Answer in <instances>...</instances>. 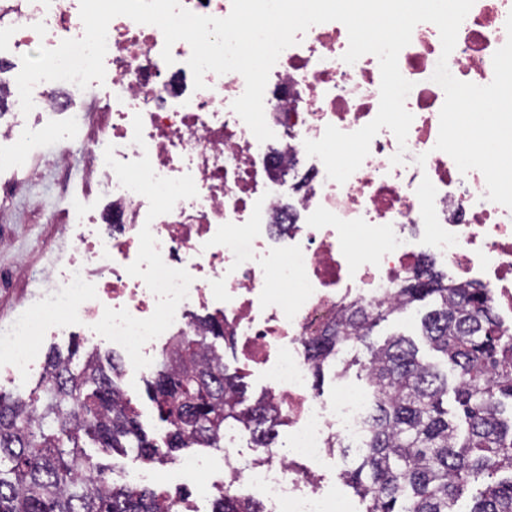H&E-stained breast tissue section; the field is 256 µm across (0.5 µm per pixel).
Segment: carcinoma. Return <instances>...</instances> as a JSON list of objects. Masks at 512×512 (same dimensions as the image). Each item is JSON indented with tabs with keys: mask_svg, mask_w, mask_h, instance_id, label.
Returning <instances> with one entry per match:
<instances>
[{
	"mask_svg": "<svg viewBox=\"0 0 512 512\" xmlns=\"http://www.w3.org/2000/svg\"><path fill=\"white\" fill-rule=\"evenodd\" d=\"M408 275L393 303L354 302L306 344L313 377L340 350L361 343L374 396L363 452L343 478L365 502L364 512H457L477 486L467 512H512V334L504 332L481 285L448 283L432 265ZM427 302L422 335L444 357L445 369L418 357L415 343L393 335L367 342L389 316ZM205 331L174 339L146 380V390L170 431L159 445L142 430L121 387L115 356L48 355L40 383L27 397L0 393V512H174L162 492L112 481L92 463L82 440L103 451L165 463L189 448L224 447V427L239 425L257 448H268L283 424L264 394L241 408V377L224 366V324L200 318ZM455 372L448 414V371ZM94 468V483L82 479ZM214 512H262L253 498L224 495Z\"/></svg>",
	"mask_w": 512,
	"mask_h": 512,
	"instance_id": "cac0c4a2",
	"label": "carcinoma"
}]
</instances>
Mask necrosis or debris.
<instances>
[{"label": "necrosis or debris", "mask_w": 512, "mask_h": 512, "mask_svg": "<svg viewBox=\"0 0 512 512\" xmlns=\"http://www.w3.org/2000/svg\"><path fill=\"white\" fill-rule=\"evenodd\" d=\"M512 0H475L448 58L451 74L477 85L494 76L492 58L507 40ZM84 34L80 0H0V168L35 176L29 151L46 134L71 137L70 109L81 90L45 81L22 114L16 77L21 57ZM153 25L114 18L104 58L112 92L99 102L82 179L95 205L74 200L65 221L72 245L37 279V301L0 335V359L25 374L34 355L18 336L66 333L79 325L121 347L147 370L171 336L196 326V310L224 323L225 347L288 408V452L266 449L247 471L237 430L224 434L225 466L191 455L181 481L209 470V487L258 497L264 512H347L328 474L332 446L361 452L371 396L342 389L324 401L310 385L305 343L349 301H393L404 275L431 259L449 282L480 284L502 329L512 331V209L488 198L480 171L460 173L436 150L445 93L432 75L438 28L418 24L399 54L412 82L406 143L389 129L372 139L362 165L342 184L304 143L326 126L350 133L379 108L380 67L366 54L343 61L346 27L337 21L298 34L270 71L264 111L274 139L258 142L234 112L245 89L239 73H205L195 89L191 47L176 42L173 64ZM68 120L53 125L49 116ZM401 164H392L395 154Z\"/></svg>", "instance_id": "necrosis-or-debris-1"}]
</instances>
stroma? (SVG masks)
<instances>
[{
	"label": "stroma",
	"mask_w": 512,
	"mask_h": 512,
	"mask_svg": "<svg viewBox=\"0 0 512 512\" xmlns=\"http://www.w3.org/2000/svg\"><path fill=\"white\" fill-rule=\"evenodd\" d=\"M82 149V142L73 144L68 172L48 169L15 195L0 193V326L9 323L23 303L37 293L33 271L45 267L59 249L71 242L68 225L50 222L49 215L62 212L69 199L81 193ZM425 311V306L420 305L381 323L373 333V341L380 343L389 335L400 333L420 342L421 355L434 359V352L421 343L420 319ZM146 377V372L127 366L123 369L121 385L135 406L143 428L150 436L160 439L165 431L147 397ZM83 446L93 460L116 468L150 472L154 490H165L168 485V464L147 461L134 452L112 455L88 440Z\"/></svg>",
	"instance_id": "stroma-1"
}]
</instances>
